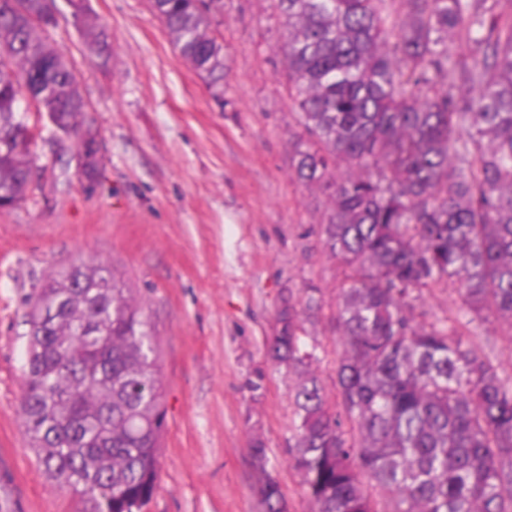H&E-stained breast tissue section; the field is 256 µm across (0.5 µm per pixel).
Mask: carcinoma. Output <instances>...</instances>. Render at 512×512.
<instances>
[{"mask_svg":"<svg viewBox=\"0 0 512 512\" xmlns=\"http://www.w3.org/2000/svg\"><path fill=\"white\" fill-rule=\"evenodd\" d=\"M274 2L307 135L295 174L328 192L320 235L350 269L336 310L342 411L311 369L291 296L271 346L298 375L291 467L312 512H512V374L465 340L486 312L512 330V0ZM151 6L181 56L220 86L224 42L208 31L205 0ZM72 17L88 24L83 5ZM55 26L46 0H0L5 210L42 191L38 121L77 140L85 127L74 67L49 42ZM100 28L90 25L89 43L99 56ZM449 286L469 319H418L416 302ZM29 304L21 412L45 475L92 512H141L164 426L141 308L113 273L84 264ZM252 454L265 512H284L266 449Z\"/></svg>","mask_w":512,"mask_h":512,"instance_id":"1","label":"carcinoma"}]
</instances>
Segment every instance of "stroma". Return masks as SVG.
Listing matches in <instances>:
<instances>
[{
    "label": "stroma",
    "mask_w": 512,
    "mask_h": 512,
    "mask_svg": "<svg viewBox=\"0 0 512 512\" xmlns=\"http://www.w3.org/2000/svg\"><path fill=\"white\" fill-rule=\"evenodd\" d=\"M108 60L90 54L65 0L51 44L72 62L99 131L101 175L87 184L77 145L43 124V190L0 210V479L5 512H91L43 473L21 414L29 340L26 298L74 264L109 268L154 336L165 427L148 512H264L252 443L290 512H309L289 466L296 374L269 347L294 299L327 403L336 395V309L346 268L324 247L330 203L296 181L305 134L285 86L284 20L271 0H221L224 85L210 88L180 55L148 0H86ZM316 289L320 309L306 308Z\"/></svg>",
    "instance_id": "stroma-1"
}]
</instances>
